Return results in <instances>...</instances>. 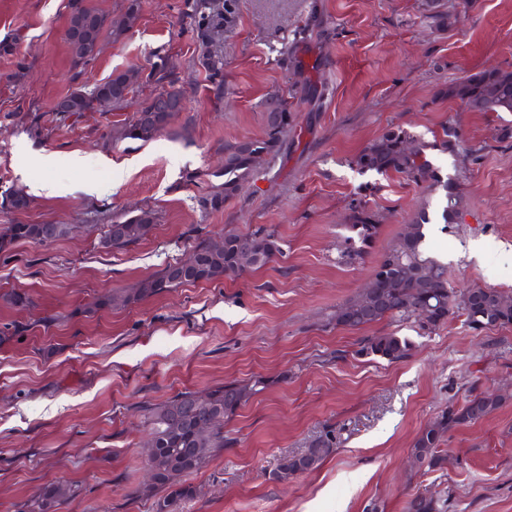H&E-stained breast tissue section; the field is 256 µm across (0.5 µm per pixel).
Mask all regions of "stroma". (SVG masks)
<instances>
[{"instance_id": "stroma-1", "label": "stroma", "mask_w": 512, "mask_h": 512, "mask_svg": "<svg viewBox=\"0 0 512 512\" xmlns=\"http://www.w3.org/2000/svg\"><path fill=\"white\" fill-rule=\"evenodd\" d=\"M190 13L187 0H141L136 27L104 33L80 69L66 42L68 0H0V42L10 46L0 51V192L32 199L23 214L0 209V228L79 227L49 246L0 253V294L32 299L20 311L0 303V335L11 338L0 346V512H22L54 480L77 489L60 512H153L134 495L148 481L142 407L257 378L263 391L225 422L224 452L190 476L201 494L183 512H405L422 489L447 496L448 512H512V326L476 333L454 317L428 334L385 320L374 331L414 343L411 358L390 363L357 355L361 330L334 319L422 212L451 287L512 290V140L497 138L512 113L472 112L448 96L450 83L483 69L512 70V0H238L220 46V96L199 63ZM160 60L186 102L152 141L112 139L161 92L152 82L119 106L53 111L74 89ZM274 93L292 105L280 152L220 208L206 206L224 182L225 147L262 136V103ZM396 127L427 144L459 196L451 224L440 192L357 169L356 156ZM448 127L458 138L443 151ZM40 183L59 191L35 193ZM358 206L381 229L352 260L344 239ZM141 209L155 214L145 239L100 248L90 225ZM259 228L280 251L258 269L85 311L201 241ZM479 392L510 398L444 435L447 469L417 473L418 434ZM321 437L332 455L273 480L284 456Z\"/></svg>"}]
</instances>
